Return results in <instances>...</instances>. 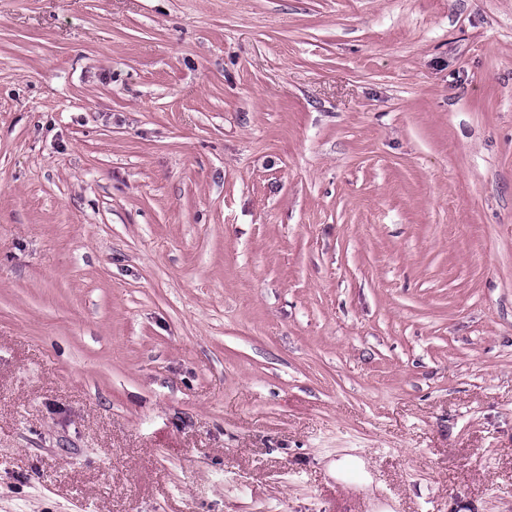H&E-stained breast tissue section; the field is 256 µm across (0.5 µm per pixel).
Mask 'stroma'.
<instances>
[{
    "mask_svg": "<svg viewBox=\"0 0 512 512\" xmlns=\"http://www.w3.org/2000/svg\"><path fill=\"white\" fill-rule=\"evenodd\" d=\"M0 512H512V0H0Z\"/></svg>",
    "mask_w": 512,
    "mask_h": 512,
    "instance_id": "1",
    "label": "stroma"
}]
</instances>
